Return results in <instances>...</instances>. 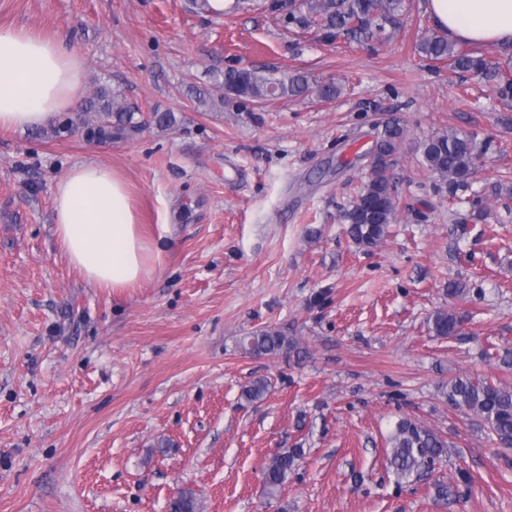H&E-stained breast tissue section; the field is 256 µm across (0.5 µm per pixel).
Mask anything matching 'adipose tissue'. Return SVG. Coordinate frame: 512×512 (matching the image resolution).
I'll return each mask as SVG.
<instances>
[{
    "instance_id": "1",
    "label": "adipose tissue",
    "mask_w": 512,
    "mask_h": 512,
    "mask_svg": "<svg viewBox=\"0 0 512 512\" xmlns=\"http://www.w3.org/2000/svg\"><path fill=\"white\" fill-rule=\"evenodd\" d=\"M449 39L512 47V0H428ZM80 56L66 35L0 31V130L38 128L84 96ZM54 232L70 266L97 288L135 287L158 250L145 240L124 182L94 160L73 165L53 191Z\"/></svg>"
}]
</instances>
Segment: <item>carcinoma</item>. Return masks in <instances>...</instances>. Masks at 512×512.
I'll return each instance as SVG.
<instances>
[{"mask_svg":"<svg viewBox=\"0 0 512 512\" xmlns=\"http://www.w3.org/2000/svg\"><path fill=\"white\" fill-rule=\"evenodd\" d=\"M404 0H288V23L301 29L316 28L329 36L389 38L400 26ZM418 52L429 60L448 61L457 73H473L491 83L504 101H512V59L501 62L457 47L435 33L423 35ZM225 91L248 100L267 97H299L312 94L332 101L341 89L332 81L311 84L306 75L296 73L281 78L266 77L250 69L224 73ZM97 116V133L110 138L112 132L135 129V110L120 94L100 86L86 103L78 121L90 124L86 116ZM406 139V129L398 121L385 124L370 154V176L356 195L342 208L341 218L348 224L347 233L359 247L374 248L384 241L397 214L396 186L391 175L395 155ZM419 162L433 177L436 191L446 189L456 194L469 184L477 159L474 139L454 129L437 133L419 145ZM432 332L442 338L462 332V320L446 309L433 312L428 319ZM243 353L250 356H292L300 354L301 341L276 326L260 327L240 340ZM269 383L254 379L243 396L258 402L265 398ZM438 392L448 406L469 412L486 428L493 444L512 448V385L459 375L438 385ZM387 461L397 480L419 479L435 470L448 455V440L437 431L410 419L395 424L388 442ZM301 456L293 448L274 455L263 470V484L270 498L276 497ZM170 512H203L190 490H181L170 503Z\"/></svg>","mask_w":512,"mask_h":512,"instance_id":"obj_1","label":"carcinoma"}]
</instances>
